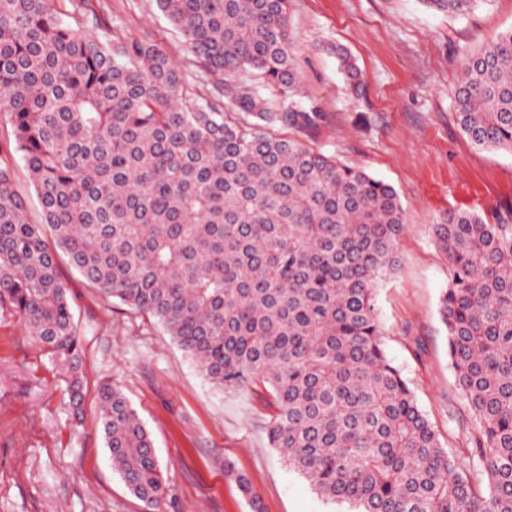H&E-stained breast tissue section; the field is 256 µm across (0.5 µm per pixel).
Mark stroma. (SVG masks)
<instances>
[{
  "label": "stroma",
  "instance_id": "stroma-1",
  "mask_svg": "<svg viewBox=\"0 0 512 512\" xmlns=\"http://www.w3.org/2000/svg\"><path fill=\"white\" fill-rule=\"evenodd\" d=\"M106 26L149 33L181 66L188 86L206 76L156 0H98ZM295 67L306 98L326 113L306 139L325 154L392 185L404 208L398 269L376 293L386 353L409 381L442 444L456 448L473 419L456 385L438 310L448 267L431 227L470 209L512 223V151L474 147L459 128L454 96L464 56L512 28V0H483L450 16L421 0H291ZM361 71L352 86L333 46ZM0 164L13 174L30 223L41 205L10 124L0 116ZM81 330L83 419L74 423L59 370L0 302V512H146L113 473L97 416V390L123 386L167 468L160 512H350L319 495L271 447L273 409L263 389L210 384L155 321L105 301L67 258L58 262ZM252 487L244 496L226 466Z\"/></svg>",
  "mask_w": 512,
  "mask_h": 512
}]
</instances>
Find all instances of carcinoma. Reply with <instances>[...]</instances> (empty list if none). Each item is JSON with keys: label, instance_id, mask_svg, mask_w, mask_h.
<instances>
[{"label": "carcinoma", "instance_id": "carcinoma-1", "mask_svg": "<svg viewBox=\"0 0 512 512\" xmlns=\"http://www.w3.org/2000/svg\"><path fill=\"white\" fill-rule=\"evenodd\" d=\"M157 3L211 89L188 88L147 33H85L91 0H0V114L42 206L29 223L0 165V300L70 402L84 386L62 254L103 297L163 326L215 387L264 388L271 446L321 496L355 512H512V224L463 210L432 226L448 264L439 314L474 418L447 448L378 320L401 200L304 142L324 112L296 94L289 0ZM422 3L463 15L478 0ZM332 51L356 79L348 50ZM463 72L462 133L512 150V28ZM98 417L112 470L156 512L165 469L120 385L99 387Z\"/></svg>", "mask_w": 512, "mask_h": 512}]
</instances>
